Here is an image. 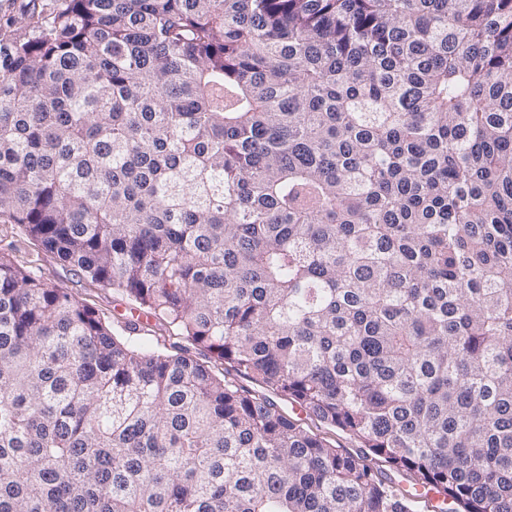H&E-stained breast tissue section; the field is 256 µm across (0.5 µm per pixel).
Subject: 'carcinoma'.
Wrapping results in <instances>:
<instances>
[{"label": "carcinoma", "instance_id": "carcinoma-1", "mask_svg": "<svg viewBox=\"0 0 512 512\" xmlns=\"http://www.w3.org/2000/svg\"><path fill=\"white\" fill-rule=\"evenodd\" d=\"M28 19L0 217L176 341L1 251L0 512H512V0ZM284 410L288 412V415L295 419H301L303 426L313 430L316 433H320L321 436H324L327 440H329L332 444L336 446V448H340L343 452H348L351 454H358L360 449L359 444L355 442L353 439L342 432L339 431H330L325 427L321 426L318 421L306 418V414L304 412H300L299 408L290 402L281 403Z\"/></svg>", "mask_w": 512, "mask_h": 512}]
</instances>
